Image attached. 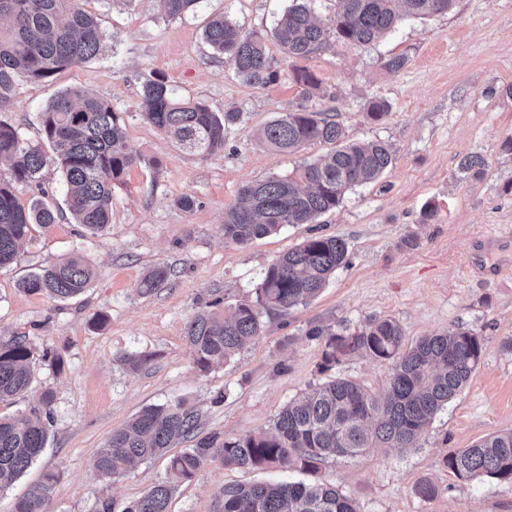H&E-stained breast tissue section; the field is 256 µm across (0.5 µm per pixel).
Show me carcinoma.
<instances>
[{
    "instance_id": "carcinoma-1",
    "label": "carcinoma",
    "mask_w": 512,
    "mask_h": 512,
    "mask_svg": "<svg viewBox=\"0 0 512 512\" xmlns=\"http://www.w3.org/2000/svg\"><path fill=\"white\" fill-rule=\"evenodd\" d=\"M81 2L0 0V108L14 99L19 76L49 81L98 55L100 22ZM161 2L167 17L179 18L201 0ZM310 2L292 0L272 28V37L290 60L316 55L332 40L369 45L394 31L405 15L426 18L446 13L453 5V0H336V12L324 23L311 16ZM204 38L244 83L260 88L279 80L280 65L269 57L265 36L217 17L205 27ZM291 77L306 99L320 96L321 82L311 70L295 67ZM141 114L171 137L176 147L197 155L223 149L227 129L241 118L235 109L213 112L201 102L178 95L158 75L142 83ZM40 121L50 156L38 146L22 145L18 130L0 122V159L12 161L11 177L0 179V268L14 261L32 225L48 227L57 218L56 209L46 201L22 204L13 184L32 183L47 164H55L68 212L95 235L110 224L112 186L138 160L122 135L119 115L105 99L62 92L40 113ZM261 139L270 148L288 153L312 143L336 148L326 159L305 163L287 176L245 184L239 205L224 213L226 244H246L286 224H310L338 207L348 190L379 179L392 162L385 142L348 143L337 115L304 104L278 113L262 128ZM346 256L347 246L340 238H308L270 264L254 288V298L236 303L227 314L198 311L185 327L195 368L205 373L231 360L263 333L265 320L282 319L291 309L313 300ZM93 276V268L74 255L30 274L21 288L63 301L84 292ZM168 277L167 268L155 267L144 275L142 288L151 291ZM308 335L326 339L324 371L332 368L338 356L358 352L389 363L383 390L374 394L352 380L333 377L288 401L268 431L224 440L210 436L172 456L169 477L120 512H170L178 486L215 460L250 470L292 464L314 474L336 457H359L377 446L409 448L467 385L483 352L481 338L461 326L408 345L402 327L391 318L371 317L361 329L345 334L313 327ZM32 363L26 341L16 338L0 345L1 403L28 392ZM50 405L51 394L46 392L41 406L0 417V490L26 472L45 448ZM196 427L197 416L180 402L148 407L112 431L97 453L96 469L105 478L120 477L134 464L160 456L189 438ZM446 463L461 477L512 482V430L483 438L449 456ZM58 483L57 474H44L15 499L12 512H45ZM215 512L359 510L332 483L279 481L226 485Z\"/></svg>"
}]
</instances>
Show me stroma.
I'll return each mask as SVG.
<instances>
[{
    "mask_svg": "<svg viewBox=\"0 0 512 512\" xmlns=\"http://www.w3.org/2000/svg\"><path fill=\"white\" fill-rule=\"evenodd\" d=\"M289 0H202L196 12L169 18L158 0H85L101 21L102 48L92 60L48 82L20 80L0 121L16 127L23 144L44 145L38 114L61 91L76 89L108 100L123 136L138 156L112 188V222L91 234L70 214L33 226L12 265L0 269V344L26 337L34 354L31 389L0 416L39 405L51 392L47 446L28 471L0 491V512H11L25 487L43 472L61 479L46 512H97L139 498L167 477V457L141 463L115 479L98 475L95 460L113 429L149 406L186 403L198 414L197 437H240L269 430L289 400L339 376L380 392L386 364L365 353L320 367L325 342L311 327L336 332L372 317L400 323L407 342L453 326L476 332L484 352L468 384L439 411L414 447L372 448L339 457L315 478L335 483L359 512H512V483L464 479L446 459L492 434L512 430V0H455L448 13L403 18L394 33L367 46L336 44L306 60L350 141L380 140L393 161L375 182L350 189L342 203L310 224H290L245 245L225 243L224 213L243 185L295 171L332 150L316 143L294 154L269 149L258 137L277 113L302 103L289 73L263 88L243 83L203 32L222 16L248 31L265 32ZM405 66L388 70L387 60ZM160 75L176 92L242 118L227 131L223 150L191 155L140 114L141 84ZM388 103L380 120L370 101ZM481 155L480 172L462 173L465 156ZM194 200L191 208L181 197ZM437 210L424 221L426 206ZM346 241L348 260L321 293L235 357L202 373L194 368L184 331L203 309L224 310L252 297L268 266L312 236ZM504 245L489 263L496 276L471 270L488 237ZM81 253L97 274L76 298L57 301L23 291V278ZM161 265L168 281L144 292L146 270ZM104 324H96L97 316ZM142 358L132 368L129 355ZM61 357L55 369L51 356ZM290 469L252 471L215 461L181 484L171 512H213L225 485L299 479ZM430 481L437 495L414 492Z\"/></svg>",
    "mask_w": 512,
    "mask_h": 512,
    "instance_id": "obj_1",
    "label": "stroma"
}]
</instances>
